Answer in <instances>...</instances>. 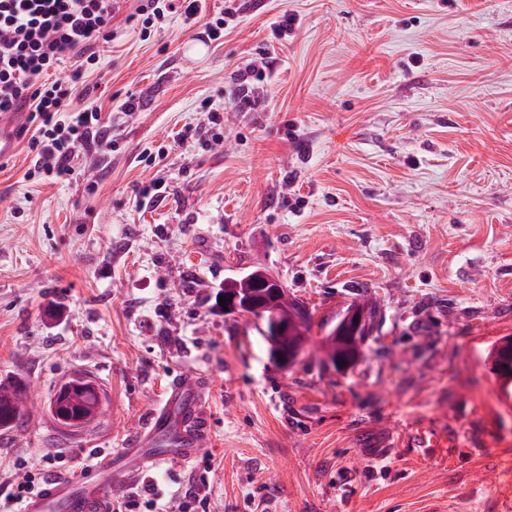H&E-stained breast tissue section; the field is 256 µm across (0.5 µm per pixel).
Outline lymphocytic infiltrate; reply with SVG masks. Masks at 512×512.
Segmentation results:
<instances>
[{
  "instance_id": "f902f5d3",
  "label": "lymphocytic infiltrate",
  "mask_w": 512,
  "mask_h": 512,
  "mask_svg": "<svg viewBox=\"0 0 512 512\" xmlns=\"http://www.w3.org/2000/svg\"><path fill=\"white\" fill-rule=\"evenodd\" d=\"M118 0H0V112L23 107L34 153L29 177L60 180L72 175L75 150L89 142L108 144L112 136L100 121L99 108L88 103L71 111L80 95V81L94 67V48L112 36V16ZM70 68L62 80H49L50 71ZM208 512L207 501L187 484L176 499H167L156 482L142 493L115 500L112 512Z\"/></svg>"
}]
</instances>
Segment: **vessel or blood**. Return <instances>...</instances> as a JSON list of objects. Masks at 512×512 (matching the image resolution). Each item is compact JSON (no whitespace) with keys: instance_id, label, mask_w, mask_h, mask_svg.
Masks as SVG:
<instances>
[{"instance_id":"b4317fda","label":"vessel or blood","mask_w":512,"mask_h":512,"mask_svg":"<svg viewBox=\"0 0 512 512\" xmlns=\"http://www.w3.org/2000/svg\"><path fill=\"white\" fill-rule=\"evenodd\" d=\"M25 118L22 112L0 113V158L10 154ZM203 383V377L192 372L181 373L172 380L165 406L150 416L141 437L150 441L175 429L181 446L172 452L152 453L150 462L172 457L192 461L199 456L201 442L211 427L209 412L200 397ZM111 494L112 458L107 455L89 470L84 481L66 475L51 479L41 494L28 500L23 512H106Z\"/></svg>"}]
</instances>
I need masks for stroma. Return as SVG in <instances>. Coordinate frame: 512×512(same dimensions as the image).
<instances>
[{"label":"stroma","mask_w":512,"mask_h":512,"mask_svg":"<svg viewBox=\"0 0 512 512\" xmlns=\"http://www.w3.org/2000/svg\"><path fill=\"white\" fill-rule=\"evenodd\" d=\"M238 2L197 56L200 25L144 37L122 0L70 106L96 100L111 147L61 181L27 178L28 134L0 160V384L27 409L0 427V490L48 449L63 473L131 447L193 371L209 512H512V398L487 360L512 336V0ZM260 59L261 104L236 110ZM257 267L310 315L288 368L217 303ZM367 298L376 327L336 370L325 338ZM77 372L102 408L68 429L51 405ZM249 64L240 70L237 75L233 87L230 89V95L236 102L238 108H251L258 103V89L255 81H264L267 77L265 70L268 68L265 61Z\"/></svg>","instance_id":"obj_1"}]
</instances>
